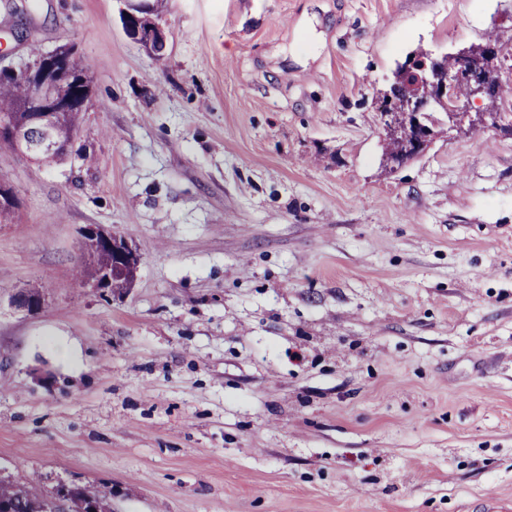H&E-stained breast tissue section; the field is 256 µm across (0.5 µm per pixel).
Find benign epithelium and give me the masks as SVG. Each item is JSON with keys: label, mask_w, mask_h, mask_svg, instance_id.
Returning a JSON list of instances; mask_svg holds the SVG:
<instances>
[{"label": "benign epithelium", "mask_w": 512, "mask_h": 512, "mask_svg": "<svg viewBox=\"0 0 512 512\" xmlns=\"http://www.w3.org/2000/svg\"><path fill=\"white\" fill-rule=\"evenodd\" d=\"M151 10L144 0H126L121 14L123 29L155 58L165 55L169 30L156 16L145 26L140 25L136 11ZM502 51L500 42L489 37L477 53L465 51L457 68L445 71L438 61L413 59L406 66L398 100L385 105L381 113L383 136L397 143L395 153L386 158L388 171L394 172L406 161L420 156L436 135L439 123H426L429 113L437 106H446L448 126L459 132L485 126L496 119L490 109L471 111V101L485 100L490 84L484 79L486 64ZM75 46L62 43L41 56L18 67H0V79H20L31 88V97L16 113L0 118V140L11 142L14 151L36 161L60 159L73 147L75 135L66 129L69 116L88 108L92 91L84 72L72 65ZM74 82L84 85L83 93L75 98L59 91L60 85ZM466 83L471 89V100L462 103L448 98V89ZM433 87L432 95L420 93L423 85ZM90 247L87 255L89 274L86 282L100 292H112L116 280L130 288L140 262L137 249L128 241L105 231L98 224H87L80 232Z\"/></svg>", "instance_id": "obj_1"}]
</instances>
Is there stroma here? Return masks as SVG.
Instances as JSON below:
<instances>
[{
	"mask_svg": "<svg viewBox=\"0 0 512 512\" xmlns=\"http://www.w3.org/2000/svg\"><path fill=\"white\" fill-rule=\"evenodd\" d=\"M0 0V64L70 42L72 157L0 149V477L112 512H512V100L383 167L417 50L496 37L512 0ZM132 287L77 280L80 230ZM35 289L34 312L13 297ZM141 1V2H136ZM145 0H126V7L121 14L123 29L128 37L137 42L149 55L155 58H161L165 55L168 42L169 30L162 22L161 15L145 26H141L134 9L147 10L152 12L151 5ZM80 235L90 247L85 280L91 288L112 294L113 280L121 281L126 290L130 288L140 262L137 249L98 224L85 225ZM108 495H111V491L102 490L100 487L93 485H80L75 484L71 489V501L73 509H83L84 512H88L86 507L91 503L106 502Z\"/></svg>",
	"mask_w": 512,
	"mask_h": 512,
	"instance_id": "35a3bbf8",
	"label": "stroma"
}]
</instances>
